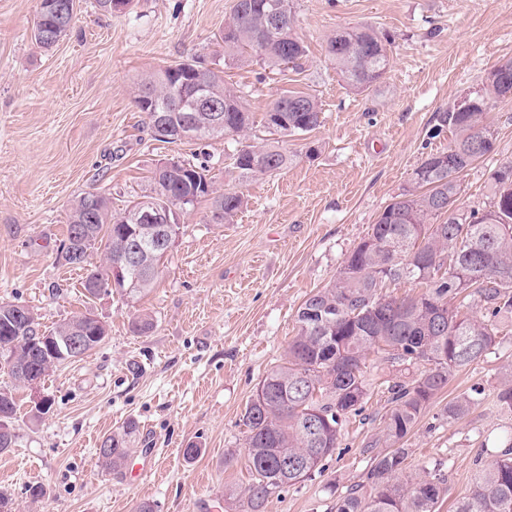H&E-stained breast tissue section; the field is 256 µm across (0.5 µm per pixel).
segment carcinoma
I'll return each mask as SVG.
<instances>
[{
  "label": "carcinoma",
  "instance_id": "carcinoma-1",
  "mask_svg": "<svg viewBox=\"0 0 512 512\" xmlns=\"http://www.w3.org/2000/svg\"><path fill=\"white\" fill-rule=\"evenodd\" d=\"M40 0L33 34L44 49L73 17L44 6ZM291 0H234L224 22V52L239 65L257 61L271 69L297 63L305 45L293 26L268 29L272 11L292 12ZM326 53L346 85L365 91L377 85L390 68L382 37L370 27L336 30ZM200 68L196 60L169 65L146 75L138 84L135 102L153 129L164 124L175 130L185 117L178 86ZM211 103L224 113V127H209L208 113H196L198 138L240 134L254 125L242 97L224 85V77L204 70ZM290 98L288 111H267L263 127L283 137L303 135L322 123L315 96L296 91L278 95L276 107ZM512 99V57H504L489 72L484 92L463 109L453 107L438 116V130L455 134L448 151L426 155L412 173L411 186L372 225L371 233L344 259L336 278L303 301L297 310V335L288 343L285 361L258 384L241 422L247 428V458L252 482L243 491L245 512H265L269 498L283 487L311 480L324 472V461L339 448L350 421L362 416L364 405L380 385L388 410L381 435L365 443L368 458L364 480L336 497L334 512H437L448 496V478L441 464L425 462L417 476L406 479L408 435L452 375L492 353L512 321V162L490 174L489 209L466 210L459 204L458 177L475 161L494 150L496 138L484 114L499 100ZM243 175L263 176L288 168L292 156L270 142L245 144L230 157ZM155 193L119 214L112 213L100 194L81 197L72 207L67 237L60 246L64 264L86 270L85 292L95 297L110 288L137 295L153 288L159 264L172 248L179 224L166 225L165 246L143 258L144 266L122 281L110 282L112 263L137 246L128 234L133 216L148 203L163 212L211 200L212 224H231L246 205L236 191L218 189L205 169L185 161H165L152 171ZM79 227L91 229L81 242L82 258L65 259ZM100 264L87 266L93 252ZM402 281L422 285L415 296L397 297L387 288ZM459 300L450 305L448 301ZM78 329L85 346L68 354L62 337ZM41 336L56 339V356L40 364L27 361ZM106 336L94 315H82L40 330L33 311L25 321L15 305L0 303V355L18 387L43 380L53 368L81 358ZM379 355L392 376L378 383L368 373V356ZM497 401L512 409V370L500 383ZM475 404L472 396L448 403L441 417L452 422ZM11 422L17 414L11 392H0V414ZM133 421L103 438L96 453L104 465L121 467L132 449L127 438L136 432ZM455 512H512V441L475 478L470 493L457 500Z\"/></svg>",
  "mask_w": 512,
  "mask_h": 512
}]
</instances>
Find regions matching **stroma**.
Instances as JSON below:
<instances>
[{
  "instance_id": "1",
  "label": "stroma",
  "mask_w": 512,
  "mask_h": 512,
  "mask_svg": "<svg viewBox=\"0 0 512 512\" xmlns=\"http://www.w3.org/2000/svg\"><path fill=\"white\" fill-rule=\"evenodd\" d=\"M233 0H130L106 14L76 0L70 31L53 48L31 38L39 0H0V303L28 307L42 328L94 314L108 327L82 358L51 371L38 390L14 389L17 444L0 454V491L14 512H230L227 488L250 479L241 417L268 370L282 363L295 316L329 284L378 215L408 187L428 153L447 150L450 131L436 116L482 92L496 62L512 56V0H293L294 32L307 54L297 67L270 71L224 61L218 37ZM366 25L386 34L391 67L365 92L351 91L325 55L339 27ZM224 67L255 124L247 137L155 140L134 102L147 73L173 62ZM286 90L322 104V124L285 138L287 169L244 177L230 157L243 140L266 138L270 102ZM495 150L460 177V202L488 209L492 170L512 161V100L488 109ZM168 160L205 165L220 189L247 205L231 224H211L203 199L178 212L179 233L150 291L88 296L82 270L58 263L72 207L88 193L122 212L152 194L150 179ZM153 331H130L134 316ZM137 372H130V364ZM512 367V334L493 353L461 369L409 435L408 472L441 461L449 494L439 512L468 493L476 474L512 440V411L496 395ZM470 412L442 420L448 400L472 388ZM50 397L36 415V395ZM386 397L374 395L366 423H352L321 477L283 488L265 512H330L367 468L364 444L383 426ZM135 450L157 449V474L132 481L131 465L103 466V436L127 420ZM201 450L193 460L184 448ZM48 494L32 501L26 488Z\"/></svg>"
}]
</instances>
